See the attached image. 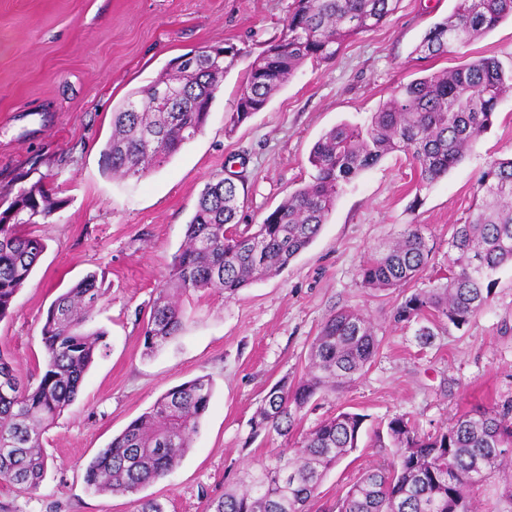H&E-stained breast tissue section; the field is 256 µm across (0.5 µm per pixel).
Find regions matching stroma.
Returning a JSON list of instances; mask_svg holds the SVG:
<instances>
[{
	"instance_id": "1",
	"label": "stroma",
	"mask_w": 512,
	"mask_h": 512,
	"mask_svg": "<svg viewBox=\"0 0 512 512\" xmlns=\"http://www.w3.org/2000/svg\"><path fill=\"white\" fill-rule=\"evenodd\" d=\"M456 0H400L383 24L348 40L339 55L306 63L267 107L238 125L228 117L249 63L282 28L293 0H0V188L53 175L65 206L41 233L46 248L0 321V349L23 375L43 365L46 312L65 288L97 273L107 298L95 314L105 346L73 402L44 435L49 466L37 491L0 484L10 512H136L132 495L94 494L86 464L165 391L198 376L213 382L209 409L190 451L141 496L166 512H206L247 466L285 447L277 434L252 436L250 419L267 390L304 371L314 336L334 311H363L380 346L365 374L341 394L309 405L297 427L345 410L364 415L357 448L324 479L315 505L329 508L368 468L391 458L377 424L398 414L432 432L464 411L512 399V267L501 269L489 306L462 328L397 324L396 292L363 288V261L420 225L432 245L427 275L445 272L452 227L470 220L480 177L512 156V93L498 104L476 150L419 187L410 156L396 151L354 178L316 240L278 275L234 298H182L180 336L147 352L141 336L201 191L212 179L245 183L240 224H258L308 182V155L341 122L364 123L400 83L480 57L512 65V20L447 55L415 48ZM233 44L238 62L221 83L207 124L163 166L141 179L103 171L112 114L168 63L204 47Z\"/></svg>"
}]
</instances>
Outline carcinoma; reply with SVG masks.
<instances>
[{
	"instance_id": "obj_1",
	"label": "carcinoma",
	"mask_w": 512,
	"mask_h": 512,
	"mask_svg": "<svg viewBox=\"0 0 512 512\" xmlns=\"http://www.w3.org/2000/svg\"><path fill=\"white\" fill-rule=\"evenodd\" d=\"M399 0H294L280 33L248 65L230 116L238 126L262 111L275 92L307 62L334 58L353 36L385 22ZM512 17V0H458L454 12L426 32L417 51L432 58L465 44ZM190 69L164 70L151 85L130 92L112 113V136L102 151L105 170L140 179L163 165L204 129L224 73L238 50ZM177 81L180 109L170 111L156 88ZM512 91V69L483 57L451 70L399 84L367 123L332 127L313 145V174L259 224H238L240 191L230 178L208 182L158 289L142 328L148 352L178 336L183 311L169 289L219 291L231 298L256 280L278 275L319 235L344 186L384 156H411L419 186L444 177L475 149L499 100ZM0 209V321L13 313L46 248L31 228L49 223L65 205L40 179L7 191ZM443 282L408 291L428 266L431 248L410 226L384 252L360 267L364 287L402 293L393 319H429L457 329L487 308L495 274L512 267V157L490 161L477 188L475 211L455 224ZM106 289L91 272L67 288L47 311L41 332L44 364L25 380L0 351V483L37 489L48 457L40 439L73 403L106 333L90 327ZM379 347L371 319L359 310L332 313L314 337L309 366L274 383L250 419L251 437L288 436L298 414L316 398L349 387ZM212 382L196 377L163 393L87 465L94 493L135 494L165 477L186 455L208 411ZM365 417L340 410L320 420L290 448H276L269 464L245 472L241 486L224 491L210 512H312L329 471L358 448ZM392 460L365 471L336 504V512H512V399L461 414L432 433L401 414L385 424ZM498 478L493 497L482 489Z\"/></svg>"
}]
</instances>
